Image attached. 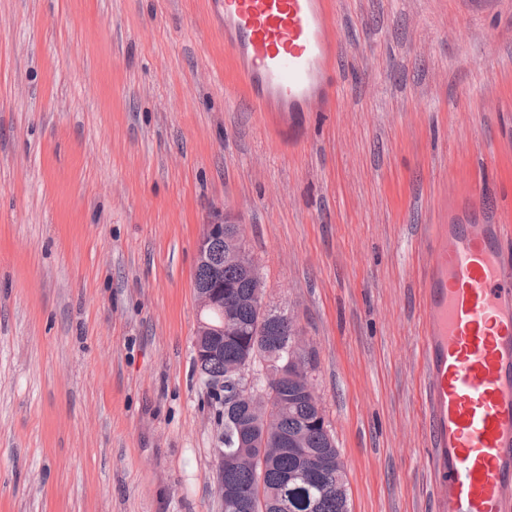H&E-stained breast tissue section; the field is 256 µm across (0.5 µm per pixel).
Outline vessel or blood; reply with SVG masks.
I'll return each mask as SVG.
<instances>
[{"label":"vessel or blood","mask_w":512,"mask_h":512,"mask_svg":"<svg viewBox=\"0 0 512 512\" xmlns=\"http://www.w3.org/2000/svg\"><path fill=\"white\" fill-rule=\"evenodd\" d=\"M224 47L259 111L291 135L312 104L335 111L332 0H216ZM505 224H444L422 279L421 359L435 512H506L512 488V265Z\"/></svg>","instance_id":"1"}]
</instances>
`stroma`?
<instances>
[{"mask_svg": "<svg viewBox=\"0 0 512 512\" xmlns=\"http://www.w3.org/2000/svg\"><path fill=\"white\" fill-rule=\"evenodd\" d=\"M334 2L343 99L291 140L211 0H0V512H224L215 210L307 341L350 512H434L420 282L438 225H512V0Z\"/></svg>", "mask_w": 512, "mask_h": 512, "instance_id": "1", "label": "stroma"}]
</instances>
